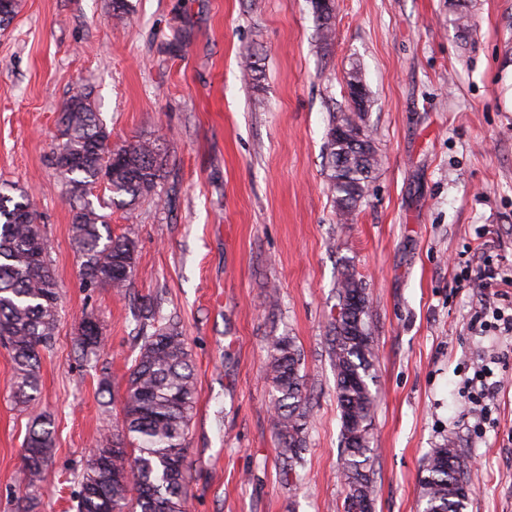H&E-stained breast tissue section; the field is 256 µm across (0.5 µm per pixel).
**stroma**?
I'll return each mask as SVG.
<instances>
[{
    "label": "stroma",
    "instance_id": "obj_1",
    "mask_svg": "<svg viewBox=\"0 0 512 512\" xmlns=\"http://www.w3.org/2000/svg\"><path fill=\"white\" fill-rule=\"evenodd\" d=\"M468 3L466 38L456 0H335L325 44L310 0H129L121 22L111 0H20L0 29V183L33 199L61 298L34 411L14 405L0 347V512H75L78 477L121 417L145 304L178 322L196 370L187 512H343L332 339L346 267L374 338V512H419L423 460L444 443L471 468L468 512H512V334L478 325L487 304L512 308V0ZM355 65L381 163L342 224L326 143ZM79 92L113 147L166 140L155 195L106 210L137 244L120 294L84 287L50 162ZM87 316L104 349L85 358ZM276 336L299 349L310 402L291 471L272 425ZM484 365L498 385L482 416L466 383ZM38 413L55 447L28 489ZM53 422L46 416H37L24 439V452L20 467V482L35 487L43 481L46 466L54 449Z\"/></svg>",
    "mask_w": 512,
    "mask_h": 512
}]
</instances>
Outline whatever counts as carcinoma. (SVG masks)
I'll list each match as a JSON object with an SVG mask.
<instances>
[{"label":"carcinoma","mask_w":512,"mask_h":512,"mask_svg":"<svg viewBox=\"0 0 512 512\" xmlns=\"http://www.w3.org/2000/svg\"><path fill=\"white\" fill-rule=\"evenodd\" d=\"M312 0L320 38L333 35V13L319 10ZM362 114L333 115L327 132L329 189L339 220L346 223L363 199L379 164L374 147L357 154L336 136L337 128ZM62 142L51 165L66 181L65 203L72 212L71 240L81 258L87 288L127 287L126 266H134L135 241L114 235L106 215L86 199V187L102 179L112 165L106 189L109 204L135 205L156 192L166 165L160 137L141 138L120 148L110 163V133L100 114L77 93L63 105ZM0 188V341L13 368L12 398L25 409L35 406L42 352L52 346L59 321L58 284L50 265L49 245L37 223L29 196ZM363 290L362 281L344 268L337 281L339 314L333 330L332 358L340 411L346 485L344 512L356 503L373 501L371 470L375 396L371 379L374 351L368 325L369 308L349 310V296ZM102 333L79 334L82 355L100 348ZM139 354L126 382L121 429L105 437L78 478L76 512H187L186 438L196 404L194 365L177 323L169 320L142 333ZM301 357L293 340L278 336L268 348V378L273 388V428L279 454L288 466L301 463L308 396ZM20 467V482L35 487L43 481L54 449L53 422L36 417L28 428ZM473 483L471 470L459 449L448 444L432 450L422 466V512H465Z\"/></svg>","instance_id":"obj_1"}]
</instances>
